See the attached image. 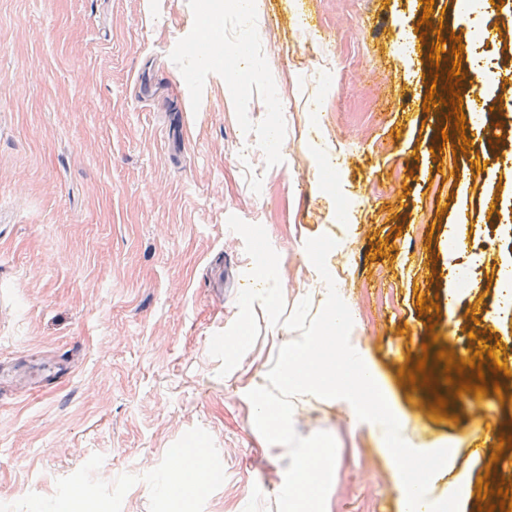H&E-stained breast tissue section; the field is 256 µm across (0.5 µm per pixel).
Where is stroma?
<instances>
[{
  "instance_id": "obj_1",
  "label": "stroma",
  "mask_w": 512,
  "mask_h": 512,
  "mask_svg": "<svg viewBox=\"0 0 512 512\" xmlns=\"http://www.w3.org/2000/svg\"><path fill=\"white\" fill-rule=\"evenodd\" d=\"M0 0V361L25 359L0 400V499L11 512H74L80 485L101 512H278L287 453L254 425L247 394L266 385L279 349L262 307L260 334L219 376L212 335L230 328L252 258L227 225H262L279 255L286 312L320 311L324 281L305 250L335 242L326 267L348 306L350 343L415 440L454 448L472 482L460 512L499 505L512 483V441L498 461L474 456L483 415L512 425V320H467L495 307L498 265L512 264V181L479 129L444 132L422 107L446 96L426 45L462 69L500 63L482 31L512 15L454 27L455 0ZM209 25L269 57L263 79L198 73L182 48ZM330 41L335 57L312 50ZM495 221L476 226L486 197ZM473 288L449 303L458 266ZM437 301L419 312L417 303ZM455 359L483 357L486 393L453 396L433 340ZM81 353L68 381L33 388L46 357ZM432 383L410 382L419 358ZM445 408H436L437 398ZM301 436L337 443L329 512H403L383 426L322 398L293 415ZM199 452L211 475L172 502L176 457ZM110 459L108 474L91 457Z\"/></svg>"
}]
</instances>
